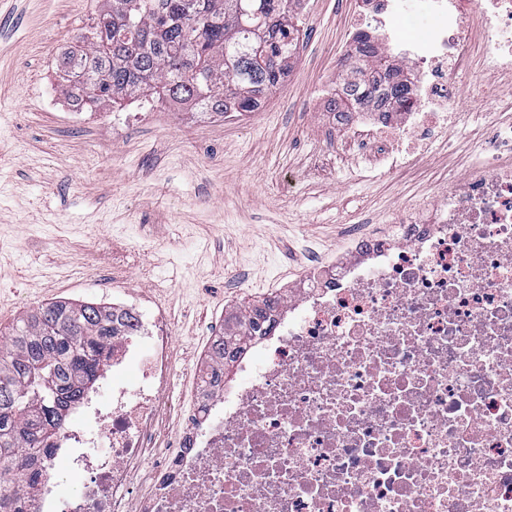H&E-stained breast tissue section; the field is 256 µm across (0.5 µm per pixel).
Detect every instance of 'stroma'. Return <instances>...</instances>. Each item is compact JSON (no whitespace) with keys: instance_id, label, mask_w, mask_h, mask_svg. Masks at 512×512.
<instances>
[{"instance_id":"1","label":"stroma","mask_w":512,"mask_h":512,"mask_svg":"<svg viewBox=\"0 0 512 512\" xmlns=\"http://www.w3.org/2000/svg\"><path fill=\"white\" fill-rule=\"evenodd\" d=\"M96 0H0V329L60 298L159 303L171 319L176 388L215 320L287 291L315 247L348 254L347 227L385 230L399 211L448 189L484 156L503 93L474 69L445 143L404 171L352 165L335 138L329 92L345 70L360 0H304L288 77L247 117L141 102L126 128L108 109L67 116L62 56Z\"/></svg>"}]
</instances>
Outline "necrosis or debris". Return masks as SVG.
<instances>
[{
	"label": "necrosis or debris",
	"mask_w": 512,
	"mask_h": 512,
	"mask_svg": "<svg viewBox=\"0 0 512 512\" xmlns=\"http://www.w3.org/2000/svg\"><path fill=\"white\" fill-rule=\"evenodd\" d=\"M425 2L430 33L397 53L406 101L329 116L393 169L447 140L473 58L512 82V0ZM353 249L306 266L275 335L238 356L243 384L204 393L202 412L173 400L170 320L127 305L110 378L24 512H512V133L489 126L451 190Z\"/></svg>",
	"instance_id": "1"
}]
</instances>
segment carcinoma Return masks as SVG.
<instances>
[{"instance_id":"carcinoma-1","label":"carcinoma","mask_w":512,"mask_h":512,"mask_svg":"<svg viewBox=\"0 0 512 512\" xmlns=\"http://www.w3.org/2000/svg\"><path fill=\"white\" fill-rule=\"evenodd\" d=\"M301 0H102L78 44L64 53L90 110L126 99L191 101L220 115L253 112L288 76L299 43L292 18ZM409 93L381 47L359 50L334 107L369 112ZM271 302H243L224 323L205 377L224 371L250 338L273 329ZM131 325L112 308L63 299L19 316L0 345V486L33 495L36 458L53 452L69 410L96 387L112 337Z\"/></svg>"}]
</instances>
